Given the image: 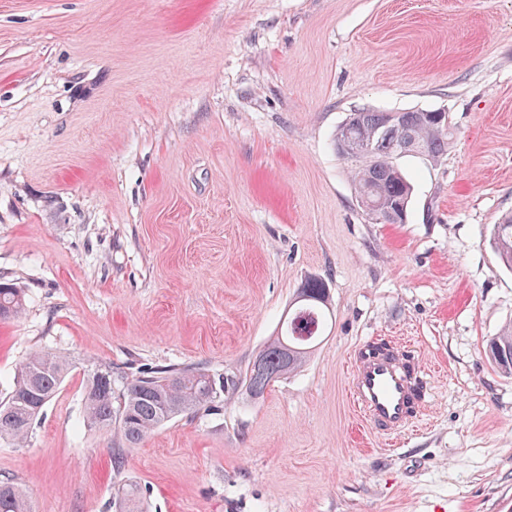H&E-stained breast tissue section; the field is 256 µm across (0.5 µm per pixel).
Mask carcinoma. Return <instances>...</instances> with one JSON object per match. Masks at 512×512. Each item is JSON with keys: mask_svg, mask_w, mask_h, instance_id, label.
Here are the masks:
<instances>
[{"mask_svg": "<svg viewBox=\"0 0 512 512\" xmlns=\"http://www.w3.org/2000/svg\"><path fill=\"white\" fill-rule=\"evenodd\" d=\"M355 113L356 121L341 124L336 134L358 145L378 146V151L351 161L356 196L363 205L372 206L382 223L404 224L413 187L394 160L407 153L436 160L448 151L451 132L438 129L427 110L401 111L391 122L386 112L360 108ZM493 243L504 266L512 270V214L494 225ZM295 304L284 331L246 370L244 382L255 397L263 396L272 382L296 370L322 336L330 315L325 281L320 277L305 281ZM24 305L21 289L0 282V321L18 317ZM488 354L497 368L512 374V324L490 341ZM70 366L69 359L48 351L32 352L20 363L8 399L0 402V440L16 446L27 440ZM224 389L223 375L201 367H162L129 375L94 363L83 398L84 421L90 428L117 435L112 456L119 469L124 462L123 449L139 445L178 416L214 407ZM113 507L116 512H143L137 485L118 487ZM0 512H32L26 493L16 483L0 482Z\"/></svg>", "mask_w": 512, "mask_h": 512, "instance_id": "obj_1", "label": "carcinoma"}]
</instances>
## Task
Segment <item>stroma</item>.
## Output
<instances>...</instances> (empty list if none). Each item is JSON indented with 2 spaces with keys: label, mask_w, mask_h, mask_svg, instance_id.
I'll list each match as a JSON object with an SVG mask.
<instances>
[{
  "label": "stroma",
  "mask_w": 512,
  "mask_h": 512,
  "mask_svg": "<svg viewBox=\"0 0 512 512\" xmlns=\"http://www.w3.org/2000/svg\"><path fill=\"white\" fill-rule=\"evenodd\" d=\"M446 109L437 161L398 162L409 220L376 224L334 150L352 110ZM512 212V0H0V400L32 351L73 367L0 481L34 512H512V323L492 232ZM322 341L263 397L242 378L311 276ZM426 369L387 446L349 398L365 345ZM224 376L114 468L90 362ZM25 300L20 288L0 282V321L18 317L24 310ZM488 354L497 368L512 374V324L490 341ZM112 508H116V512H143L137 485L134 483L119 485Z\"/></svg>",
  "instance_id": "stroma-1"
}]
</instances>
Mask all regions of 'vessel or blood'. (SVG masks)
Returning <instances> with one entry per match:
<instances>
[{
    "label": "vessel or blood",
    "mask_w": 512,
    "mask_h": 512,
    "mask_svg": "<svg viewBox=\"0 0 512 512\" xmlns=\"http://www.w3.org/2000/svg\"><path fill=\"white\" fill-rule=\"evenodd\" d=\"M406 356L395 347L384 354L357 356L351 364L352 403L368 425L386 436L409 429L429 404L424 380L407 368Z\"/></svg>",
    "instance_id": "obj_1"
}]
</instances>
